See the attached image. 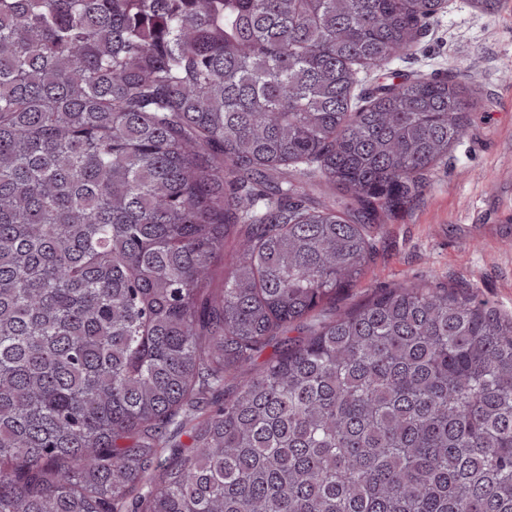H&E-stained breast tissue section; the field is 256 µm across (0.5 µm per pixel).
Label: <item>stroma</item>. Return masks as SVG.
Segmentation results:
<instances>
[{"instance_id":"35a3bbf8","label":"stroma","mask_w":512,"mask_h":512,"mask_svg":"<svg viewBox=\"0 0 512 512\" xmlns=\"http://www.w3.org/2000/svg\"><path fill=\"white\" fill-rule=\"evenodd\" d=\"M462 62L459 80L481 107L426 190L380 214L384 229L366 280L340 296L337 309L378 288L434 282L471 287L512 316V0H495L489 11L447 0L412 53L362 72L361 86L444 77Z\"/></svg>"}]
</instances>
